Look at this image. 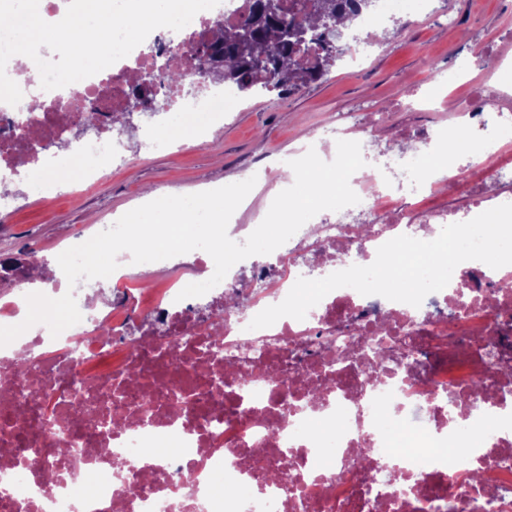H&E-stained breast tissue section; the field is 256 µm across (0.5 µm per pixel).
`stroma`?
Instances as JSON below:
<instances>
[{
	"label": "stroma",
	"mask_w": 512,
	"mask_h": 512,
	"mask_svg": "<svg viewBox=\"0 0 512 512\" xmlns=\"http://www.w3.org/2000/svg\"><path fill=\"white\" fill-rule=\"evenodd\" d=\"M452 16L457 24H449ZM508 29L512 0H432L431 9L414 12L405 35L379 39L361 68L338 61L327 80L301 92L241 94V107L226 113L207 140L170 132L165 113L133 112L131 129L120 136L131 160L113 166L102 184H80L70 196L42 200L14 182V196L0 202V260L23 257L30 246L56 263L70 234L95 236L100 225L135 208L142 190L162 197L240 178L294 152L302 133L333 123L341 112L379 114L376 136L385 145L403 128L448 125L451 113L396 112L392 105L418 85L439 102L504 82V72L479 67L477 58L497 53Z\"/></svg>",
	"instance_id": "1"
}]
</instances>
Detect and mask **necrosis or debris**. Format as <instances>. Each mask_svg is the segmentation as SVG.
I'll return each instance as SVG.
<instances>
[{"mask_svg":"<svg viewBox=\"0 0 512 512\" xmlns=\"http://www.w3.org/2000/svg\"><path fill=\"white\" fill-rule=\"evenodd\" d=\"M252 4L220 0L173 38L59 89H42L27 64L9 59L6 73L23 97L0 102L8 127L0 176L39 166L35 140L57 137L95 98L108 110L94 137L67 143L52 160L66 170L83 158L85 183L98 184L122 159L111 115L134 99L115 73L154 68L200 81L196 47L212 42L216 22L233 25ZM452 109L461 120L448 130L397 134L398 153L378 145L369 121L313 128L309 144L329 161L337 140L359 134L365 165L350 186L360 201L318 213L265 260L246 259L247 308L229 303L240 280L228 276L207 294L210 315L192 314L177 274L199 272L196 259L173 263L151 299L130 305L94 302L103 283L121 294L134 280L129 253L108 280H55L51 294L73 293L81 321L56 337L40 323L0 347V387L9 392L0 401V448L9 451L0 484L19 485L0 493V512H512V289L503 285L512 268L468 261L417 308L341 287L304 320L249 327L298 278L369 265L396 236L429 241L512 200L503 180L468 185L470 170L501 157L498 142L512 134V92L492 86ZM445 141L457 165L437 178L433 159ZM446 184L461 187L460 205L417 207ZM30 283L22 271L0 274V326L14 325ZM22 352L28 374L19 379ZM381 412L452 443V460L387 448ZM390 459L401 481L386 477ZM280 470L287 481L276 479Z\"/></svg>","mask_w":512,"mask_h":512,"instance_id":"1","label":"necrosis or debris"}]
</instances>
